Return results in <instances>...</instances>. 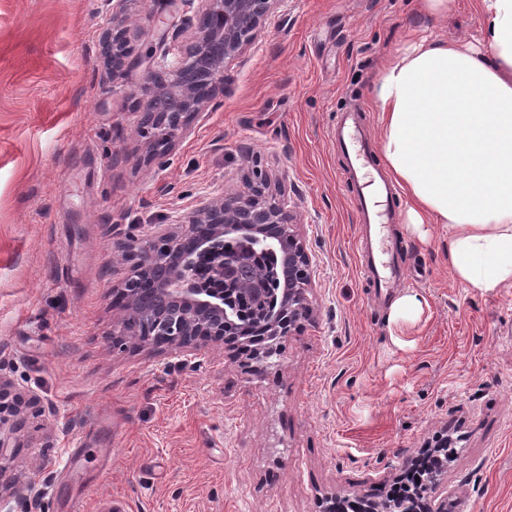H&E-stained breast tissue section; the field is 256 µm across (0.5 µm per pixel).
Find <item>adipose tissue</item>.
Here are the masks:
<instances>
[{
    "label": "adipose tissue",
    "mask_w": 512,
    "mask_h": 512,
    "mask_svg": "<svg viewBox=\"0 0 512 512\" xmlns=\"http://www.w3.org/2000/svg\"><path fill=\"white\" fill-rule=\"evenodd\" d=\"M485 47L413 42L371 92L384 164L409 228L448 229V263L471 292L512 286V0H478Z\"/></svg>",
    "instance_id": "1"
}]
</instances>
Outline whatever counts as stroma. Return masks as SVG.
Segmentation results:
<instances>
[{
    "mask_svg": "<svg viewBox=\"0 0 512 512\" xmlns=\"http://www.w3.org/2000/svg\"><path fill=\"white\" fill-rule=\"evenodd\" d=\"M192 13L182 0H0V380L26 421L0 455V512H328L381 494L443 432L464 512H512V286L464 288L447 227L420 241L400 202L383 236L423 312L390 321L391 298L360 274L333 136L348 112L378 136L384 62L418 36L475 42L476 0L433 19L420 0H281L191 134L151 160L134 129L147 72L113 76L101 32L123 20L142 52ZM252 169L279 182L313 267V315L280 366L250 377L219 344H113L131 268L117 243L241 190Z\"/></svg>",
    "mask_w": 512,
    "mask_h": 512,
    "instance_id": "obj_1",
    "label": "stroma"
}]
</instances>
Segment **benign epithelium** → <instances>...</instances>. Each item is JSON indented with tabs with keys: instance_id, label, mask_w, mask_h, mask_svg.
<instances>
[{
	"instance_id": "benign-epithelium-1",
	"label": "benign epithelium",
	"mask_w": 512,
	"mask_h": 512,
	"mask_svg": "<svg viewBox=\"0 0 512 512\" xmlns=\"http://www.w3.org/2000/svg\"><path fill=\"white\" fill-rule=\"evenodd\" d=\"M201 7L185 26L161 40L181 42L172 61L148 57L147 98L138 112V133L148 137V157L171 149L188 135L206 105L224 91L226 63L257 39L259 29L283 0H199ZM107 53L112 57V74L120 75L137 63L130 46L129 30L120 23L103 33ZM244 191L208 194L194 208L171 219L141 241L117 244L122 256L134 260L131 275L118 289L124 299V318H141L147 336L141 343L170 354L198 352L211 342L224 341V307L215 299L192 287V272L197 263L213 260L215 281L237 278V266L224 261L221 239L241 235L262 242L279 233L288 238L292 253L288 260V279L293 287L280 306L266 312L269 333L288 337L300 320L312 315L309 294L312 290V263L293 224L287 202L272 188L269 177L253 171L243 176ZM279 354L264 351L246 353L243 363L248 375H261L279 366ZM21 398L0 383L1 414L13 411L11 429L17 433L24 417L17 408ZM448 459H441L417 483L404 500L372 501L358 498L357 512H461L462 499L448 496Z\"/></svg>"
}]
</instances>
